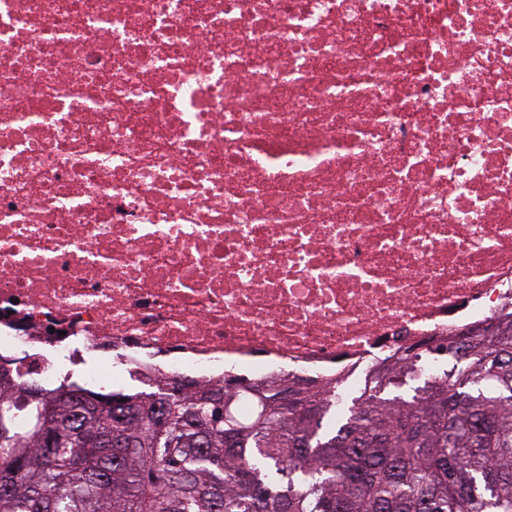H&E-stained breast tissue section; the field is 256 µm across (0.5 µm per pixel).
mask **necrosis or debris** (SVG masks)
<instances>
[{
    "label": "necrosis or debris",
    "mask_w": 512,
    "mask_h": 512,
    "mask_svg": "<svg viewBox=\"0 0 512 512\" xmlns=\"http://www.w3.org/2000/svg\"><path fill=\"white\" fill-rule=\"evenodd\" d=\"M512 308V0H0V359L337 380Z\"/></svg>",
    "instance_id": "1"
}]
</instances>
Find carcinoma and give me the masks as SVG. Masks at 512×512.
Wrapping results in <instances>:
<instances>
[{"instance_id":"obj_1","label":"carcinoma","mask_w":512,"mask_h":512,"mask_svg":"<svg viewBox=\"0 0 512 512\" xmlns=\"http://www.w3.org/2000/svg\"><path fill=\"white\" fill-rule=\"evenodd\" d=\"M458 366L413 388L431 357ZM242 383L244 379L237 378ZM246 383V382H244ZM333 382L102 393L0 378V512H512V310Z\"/></svg>"}]
</instances>
